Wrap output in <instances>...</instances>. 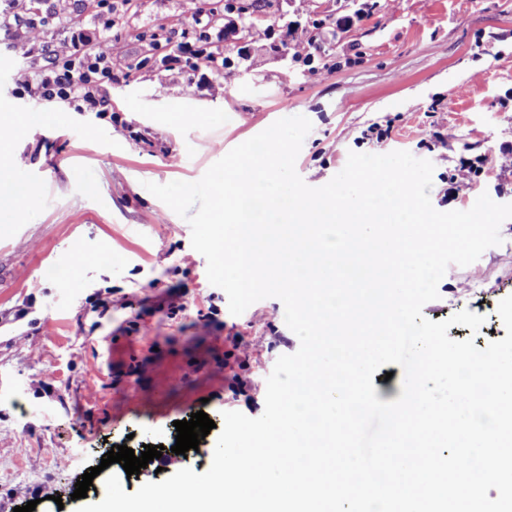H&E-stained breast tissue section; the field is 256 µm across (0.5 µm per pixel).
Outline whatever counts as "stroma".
I'll use <instances>...</instances> for the list:
<instances>
[{"label": "stroma", "mask_w": 512, "mask_h": 512, "mask_svg": "<svg viewBox=\"0 0 512 512\" xmlns=\"http://www.w3.org/2000/svg\"><path fill=\"white\" fill-rule=\"evenodd\" d=\"M201 4L136 0L111 32V118L52 111L15 143L30 195L21 221L0 212V512L31 500L34 512L99 502L104 476L86 500L73 492L109 448H171L175 421L200 410L216 427L183 465L206 472L223 412L260 416L276 360L300 346L279 299L229 312L189 223L146 183L198 181L289 114L312 123L295 164L309 186L326 184L349 152L402 150L434 164L437 210H469L484 193L512 203V170L500 168L512 155V0H276L267 22L226 14L219 43L233 73L152 62L148 35L176 53V19ZM311 31L321 60L285 62L282 45ZM43 44L71 51L72 32L57 18L19 34L0 29V58L15 63L0 76L10 111L30 107L20 81ZM373 125L389 129L386 141H376ZM463 166L471 185L460 190ZM500 234L502 244L477 261L449 266L438 300L423 308L435 322L463 310L483 316L478 332L448 330L480 349L506 335L496 313L512 295V218ZM77 250L103 258L76 271ZM236 335L261 357L239 368L234 391L224 339ZM144 391L154 407L140 404Z\"/></svg>", "instance_id": "1"}]
</instances>
